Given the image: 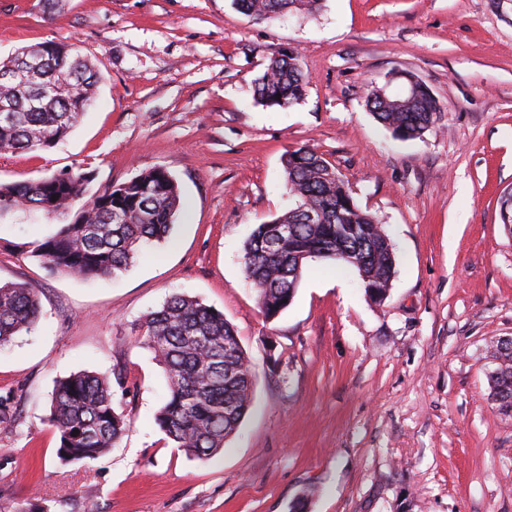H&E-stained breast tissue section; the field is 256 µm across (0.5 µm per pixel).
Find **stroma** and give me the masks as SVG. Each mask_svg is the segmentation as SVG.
Here are the masks:
<instances>
[{"mask_svg": "<svg viewBox=\"0 0 512 512\" xmlns=\"http://www.w3.org/2000/svg\"><path fill=\"white\" fill-rule=\"evenodd\" d=\"M0 0V59L36 42L98 64L93 106L47 151L0 154V183L86 172L90 190L156 167L184 209L129 269L79 282L28 245L58 222L0 217V281L40 298L35 331L0 348V512H512V411L489 398L497 340L512 338V0H324L268 22L232 0ZM295 53L303 100L269 108L254 81ZM396 70L440 112L398 141L364 105ZM333 163L396 253L385 301L354 269L310 263L286 310L265 319L242 268L257 224L291 207L286 150ZM175 293L223 312L255 374L223 453L189 458L157 427L163 367L133 326ZM123 369L129 426L95 461L61 464L48 421L56 380Z\"/></svg>", "mask_w": 512, "mask_h": 512, "instance_id": "35a3bbf8", "label": "stroma"}]
</instances>
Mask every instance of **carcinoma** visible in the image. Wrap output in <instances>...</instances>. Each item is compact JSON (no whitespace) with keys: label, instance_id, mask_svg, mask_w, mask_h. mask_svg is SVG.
Segmentation results:
<instances>
[{"label":"carcinoma","instance_id":"cac0c4a2","mask_svg":"<svg viewBox=\"0 0 512 512\" xmlns=\"http://www.w3.org/2000/svg\"><path fill=\"white\" fill-rule=\"evenodd\" d=\"M260 22L287 14H314L323 0H232ZM43 63L24 83L0 82V153L47 151L73 131L88 110L100 67L72 45L42 43ZM308 84L299 56L271 58L256 80L254 97L266 107H290ZM366 109L402 141L420 138L437 119L435 98H412L370 86ZM284 188L294 200L287 212L257 225L244 245L242 264L257 291L263 316L272 319L290 305L305 265L333 260L358 272L371 300L387 297L396 255L375 215L362 209L348 183L323 155L303 146L283 156ZM90 176L60 173L0 183V217L33 210L68 217L52 236L32 243L30 253L45 268L83 280L125 270L142 247L167 239L184 209L176 178L156 167L88 194ZM352 260L345 259V256ZM36 291L24 282L0 283V347L32 332L39 320ZM141 342L165 370L168 396L155 416L160 430L188 456L209 461L224 450L250 408L253 370L224 313L174 294L134 326ZM497 367L490 397L512 408V339L496 344ZM114 377L79 371L56 382L48 420L58 432V458L93 461L117 444L127 429L114 406ZM79 434L72 435L73 431Z\"/></svg>","mask_w":512,"mask_h":512}]
</instances>
